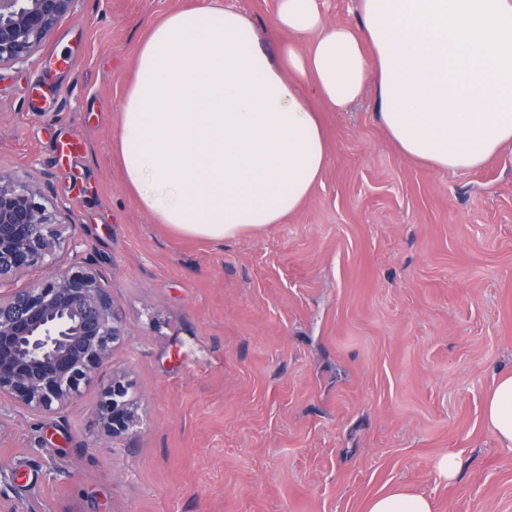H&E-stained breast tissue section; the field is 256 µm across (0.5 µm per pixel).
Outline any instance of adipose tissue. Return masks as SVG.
<instances>
[{"label": "adipose tissue", "mask_w": 512, "mask_h": 512, "mask_svg": "<svg viewBox=\"0 0 512 512\" xmlns=\"http://www.w3.org/2000/svg\"><path fill=\"white\" fill-rule=\"evenodd\" d=\"M326 25L320 0H277L265 32L236 0L167 14L141 44L113 148L156 222L228 241L299 211L330 151L320 108L367 85L407 156L439 171L512 163V0H355ZM512 448V369L485 403Z\"/></svg>", "instance_id": "obj_1"}]
</instances>
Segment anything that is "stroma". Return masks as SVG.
<instances>
[{
	"mask_svg": "<svg viewBox=\"0 0 512 512\" xmlns=\"http://www.w3.org/2000/svg\"><path fill=\"white\" fill-rule=\"evenodd\" d=\"M193 2L79 0L0 66V172L66 210L69 257L125 329L78 405L0 402V512H365L396 487L512 512V449L483 416L512 368V165L434 171L368 95L323 109L329 165L284 223L225 242L156 223L113 138L142 40ZM117 374L134 418L113 438L97 402ZM446 453L466 462L450 480Z\"/></svg>",
	"mask_w": 512,
	"mask_h": 512,
	"instance_id": "1",
	"label": "stroma"
}]
</instances>
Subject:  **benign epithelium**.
<instances>
[{"label": "benign epithelium", "mask_w": 512, "mask_h": 512, "mask_svg": "<svg viewBox=\"0 0 512 512\" xmlns=\"http://www.w3.org/2000/svg\"><path fill=\"white\" fill-rule=\"evenodd\" d=\"M76 2L0 0V64L38 52ZM43 199L37 181L0 174V397L41 415L77 403L124 339L99 273L61 263L71 241ZM33 272L29 287H9ZM127 395L120 378L102 389L99 411L114 437L132 423Z\"/></svg>", "instance_id": "benign-epithelium-1"}]
</instances>
